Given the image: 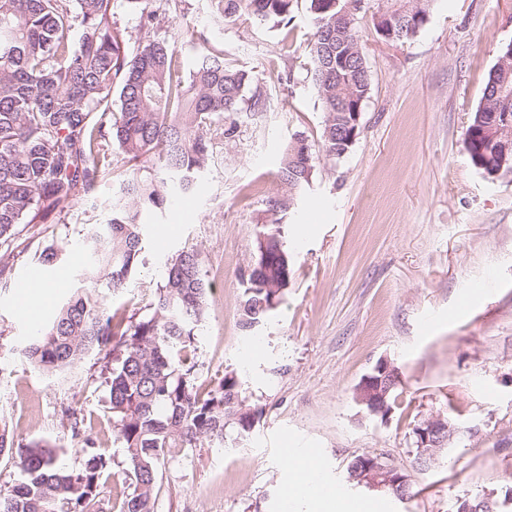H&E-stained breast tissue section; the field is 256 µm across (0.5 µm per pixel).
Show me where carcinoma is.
<instances>
[{"label":"carcinoma","mask_w":512,"mask_h":512,"mask_svg":"<svg viewBox=\"0 0 512 512\" xmlns=\"http://www.w3.org/2000/svg\"><path fill=\"white\" fill-rule=\"evenodd\" d=\"M139 14V26L154 27L157 14L144 0H125ZM218 26L246 13L281 30L288 41L294 0H210ZM436 0H383L372 11L376 33L396 42L413 38ZM368 0H309L314 33L309 47L311 80L325 113L322 142L315 147L298 136L278 171L288 193L266 199L259 224L257 255L240 273L242 327L250 329L283 301L292 257L285 217L293 191L309 183L323 153L342 157L343 113L354 100L369 97L371 80L360 49L357 19ZM183 33L129 47L113 21L112 0H0V245L12 242L21 224H35L49 209L71 207L92 197L105 178L108 145L115 144L136 167L112 200V217L83 238L88 264L83 286L39 329L23 355L48 376L105 352L112 433L125 452L123 474L131 492L118 512H154L159 467L182 458L203 439L224 445L227 427L243 435L263 416L247 403L235 376L226 374L200 391L202 366L195 330L206 319L211 283L201 252L181 250L168 258L163 281L147 313L136 319L111 311L102 289L127 286L143 249L142 211L161 212L168 197L189 190L212 156L207 131L223 121L224 135L236 131L234 115L261 105L246 97L249 75L233 68L224 50L202 34L189 41L199 50L189 76L175 43ZM512 43L487 76L482 100L467 128L471 163L488 178L512 174V158L488 134L497 112L512 114ZM118 88L120 114L112 118L109 95ZM151 160L165 178L141 174ZM35 257L55 266L59 249L37 246ZM82 437L74 466L58 464L51 445L22 443L0 426V454L19 458L22 478L3 493L0 512H99L111 458L99 448L92 427L73 417Z\"/></svg>","instance_id":"carcinoma-1"}]
</instances>
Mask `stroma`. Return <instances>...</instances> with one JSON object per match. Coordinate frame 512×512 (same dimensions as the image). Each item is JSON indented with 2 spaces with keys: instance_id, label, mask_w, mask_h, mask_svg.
Instances as JSON below:
<instances>
[{
  "instance_id": "35a3bbf8",
  "label": "stroma",
  "mask_w": 512,
  "mask_h": 512,
  "mask_svg": "<svg viewBox=\"0 0 512 512\" xmlns=\"http://www.w3.org/2000/svg\"><path fill=\"white\" fill-rule=\"evenodd\" d=\"M186 22L246 70L265 98L238 113L225 137L211 127L213 154L195 187L165 211L144 216L141 261L109 305L143 315L175 252L194 247L213 276L209 315L196 331L210 386L235 375L265 413L248 436L226 432L165 464L155 512H279L291 449L303 448L331 484L370 512H457L477 496H512V177L489 179L470 162L466 130L499 48L512 42V0H437L409 41L387 42L370 16L357 23L370 69L360 133L340 158L320 156L287 215L292 253L283 302L253 330L241 326L239 272L256 254V226L294 135L320 141L324 112L306 71L313 33L308 0H295L287 37L249 17L214 25L208 0H177L165 27ZM98 194L69 213L23 224L0 288V423L17 440H44L68 465L79 461L69 414L90 422L114 463L102 359L45 377L22 356L34 322L49 321L86 264L82 237L112 216V195L131 165L118 148ZM58 246L43 269L31 239ZM53 283L37 318L23 310L17 284L35 274ZM400 369L392 412L381 419L356 400L380 360ZM440 415L465 428L451 460L423 469L412 430ZM389 458L416 494L345 486L355 456Z\"/></svg>"
}]
</instances>
